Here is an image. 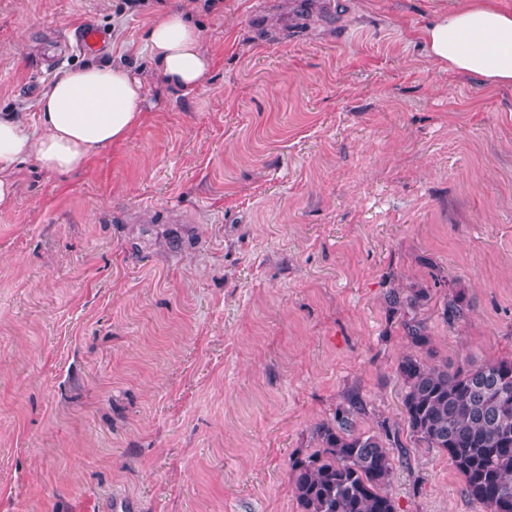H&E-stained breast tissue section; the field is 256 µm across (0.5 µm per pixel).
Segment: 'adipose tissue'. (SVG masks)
Instances as JSON below:
<instances>
[{
	"instance_id": "ef3b65f1",
	"label": "adipose tissue",
	"mask_w": 512,
	"mask_h": 512,
	"mask_svg": "<svg viewBox=\"0 0 512 512\" xmlns=\"http://www.w3.org/2000/svg\"><path fill=\"white\" fill-rule=\"evenodd\" d=\"M424 37L441 66L493 85L512 84V13L492 0H456ZM147 45L154 72L173 90L195 89L210 70L212 60L182 13L155 21ZM148 109L143 76L130 67L89 62L58 73L38 100L39 134L0 116V202L10 199L20 162L35 158L51 174L84 168L102 149L129 137Z\"/></svg>"
}]
</instances>
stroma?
Masks as SVG:
<instances>
[{
    "label": "stroma",
    "instance_id": "1",
    "mask_svg": "<svg viewBox=\"0 0 512 512\" xmlns=\"http://www.w3.org/2000/svg\"><path fill=\"white\" fill-rule=\"evenodd\" d=\"M0 0V114L37 126L65 30L144 65L178 9L212 59L87 169L0 204V512H301L289 459L349 394L404 448L399 512H485L416 444L390 292L449 365L512 359V85L428 56L454 0ZM464 316L447 318L448 301Z\"/></svg>",
    "mask_w": 512,
    "mask_h": 512
}]
</instances>
